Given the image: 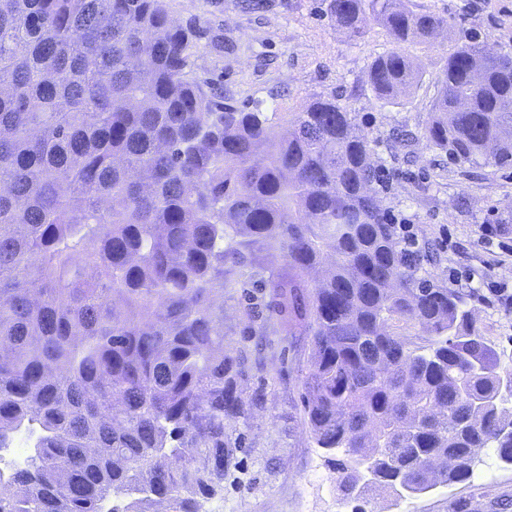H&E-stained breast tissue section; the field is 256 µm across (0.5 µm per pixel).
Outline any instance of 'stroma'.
<instances>
[{
  "instance_id": "1",
  "label": "stroma",
  "mask_w": 512,
  "mask_h": 512,
  "mask_svg": "<svg viewBox=\"0 0 512 512\" xmlns=\"http://www.w3.org/2000/svg\"><path fill=\"white\" fill-rule=\"evenodd\" d=\"M453 24L456 33L498 51L512 52V0H415ZM175 20L205 33L192 58V74L243 108L255 101L297 111L311 98L337 97L367 134L384 183L377 192L388 214L413 226L419 242L433 244L438 257L425 265L432 283L467 293L477 325L497 348L512 355V305L495 291L512 290V168L461 164L425 149L419 136L430 119L442 68L454 41L396 43L377 23L362 40L336 26L329 0H168ZM400 51L419 65L421 79L405 97L377 102L367 71L379 55ZM505 223L503 243H486L481 228ZM240 291H224V348L250 345V322ZM262 370L241 381L246 392H263L252 412L246 448L224 472V490L206 512H512V467L480 457L482 480L436 486L414 497L389 494L363 502L339 493L323 449L314 447L303 419L301 384L309 348L283 332H270Z\"/></svg>"
}]
</instances>
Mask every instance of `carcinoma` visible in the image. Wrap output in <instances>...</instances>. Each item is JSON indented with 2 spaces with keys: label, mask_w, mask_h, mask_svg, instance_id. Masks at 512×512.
I'll return each mask as SVG.
<instances>
[{
  "label": "carcinoma",
  "mask_w": 512,
  "mask_h": 512,
  "mask_svg": "<svg viewBox=\"0 0 512 512\" xmlns=\"http://www.w3.org/2000/svg\"><path fill=\"white\" fill-rule=\"evenodd\" d=\"M328 9L352 39L449 27L413 0ZM199 41L168 0H0V512H202L263 402L224 350V277L247 265L248 309L262 294L311 337L305 421L339 491L463 483L482 448L512 464V364L421 275L437 253L406 250L355 115L240 108L190 76ZM443 74L425 146L512 168V54L462 39ZM419 80L392 51L367 83L392 103Z\"/></svg>",
  "instance_id": "cac0c4a2"
}]
</instances>
